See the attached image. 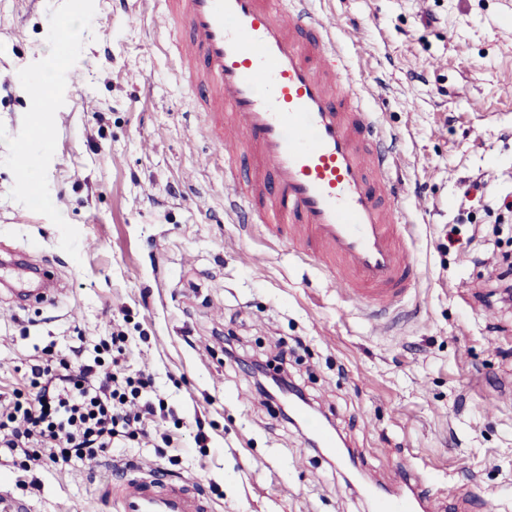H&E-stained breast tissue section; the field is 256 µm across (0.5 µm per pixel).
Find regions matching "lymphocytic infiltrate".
Returning a JSON list of instances; mask_svg holds the SVG:
<instances>
[{
    "label": "lymphocytic infiltrate",
    "instance_id": "1",
    "mask_svg": "<svg viewBox=\"0 0 512 512\" xmlns=\"http://www.w3.org/2000/svg\"><path fill=\"white\" fill-rule=\"evenodd\" d=\"M101 365L96 357L75 368L62 357L33 366L34 393L0 410V456L26 469L45 458L71 466L135 437L162 398L150 378L102 377Z\"/></svg>",
    "mask_w": 512,
    "mask_h": 512
}]
</instances>
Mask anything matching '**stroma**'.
Wrapping results in <instances>:
<instances>
[{"instance_id": "obj_1", "label": "stroma", "mask_w": 512, "mask_h": 512, "mask_svg": "<svg viewBox=\"0 0 512 512\" xmlns=\"http://www.w3.org/2000/svg\"><path fill=\"white\" fill-rule=\"evenodd\" d=\"M367 44L349 63L394 154L417 278L374 326L321 270L224 207V162L176 72L151 9L113 0H0V260L24 253L56 281L53 307L19 308L0 284V402L32 392L45 351L129 338L122 374L150 375L165 408L122 457L22 471L0 459V492L29 512H105L98 487L123 458L196 484L213 512H368L342 466L247 401L224 364L225 327L244 350L301 339L289 367L361 468L404 488L433 480L426 512H512V307L484 304L494 252L512 248V0H314ZM62 60L50 85L32 79ZM48 96L41 137L34 91ZM23 144L41 188L14 174ZM456 243H449V235ZM205 444H197V433ZM169 444H162V437Z\"/></svg>"}]
</instances>
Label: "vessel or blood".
<instances>
[{
    "label": "vessel or blood",
    "mask_w": 512,
    "mask_h": 512,
    "mask_svg": "<svg viewBox=\"0 0 512 512\" xmlns=\"http://www.w3.org/2000/svg\"><path fill=\"white\" fill-rule=\"evenodd\" d=\"M158 24L181 37L183 86L213 117L224 200L322 265L370 315L405 301L416 275L391 160L334 22L311 0H162ZM256 157L253 176L235 168ZM375 512H414L421 492L387 498L363 478ZM110 512H209L192 482L158 483L142 466L104 484Z\"/></svg>",
    "instance_id": "vessel-or-blood-1"
}]
</instances>
